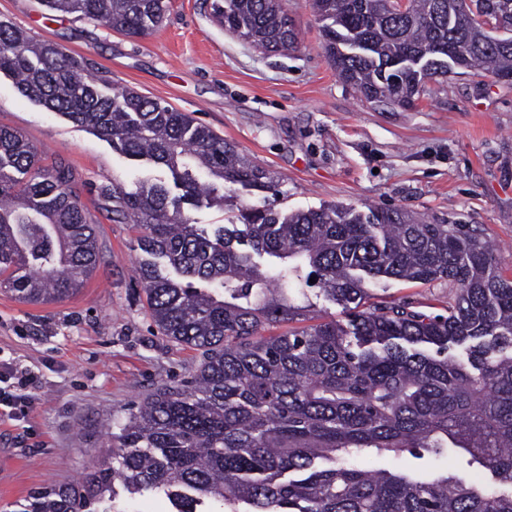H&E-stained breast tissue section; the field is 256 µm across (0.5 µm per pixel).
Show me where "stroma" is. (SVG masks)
Listing matches in <instances>:
<instances>
[{"label":"stroma","instance_id":"obj_1","mask_svg":"<svg viewBox=\"0 0 512 512\" xmlns=\"http://www.w3.org/2000/svg\"><path fill=\"white\" fill-rule=\"evenodd\" d=\"M212 0H170L162 26L129 38L50 13L40 0H0V20L81 60L101 89L130 86L189 113L234 143L278 185L275 209L394 208L477 227L512 278V80L456 69L427 82L412 108L369 103L338 79L311 0H288L299 41L267 54L224 31ZM0 126L23 134L46 164L80 177L100 261L64 301L30 305L0 290V365L31 374L17 413H0V512L47 483L80 482L112 451V433L158 387L190 379L202 355L163 336L136 279L133 225L112 219L101 186L168 180L161 167L113 149L88 128L21 95L0 73ZM383 301L444 315L445 281L374 288ZM306 317L265 327L276 336L347 312L310 290Z\"/></svg>","mask_w":512,"mask_h":512}]
</instances>
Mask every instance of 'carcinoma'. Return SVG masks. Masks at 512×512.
Masks as SVG:
<instances>
[{
	"label": "carcinoma",
	"mask_w": 512,
	"mask_h": 512,
	"mask_svg": "<svg viewBox=\"0 0 512 512\" xmlns=\"http://www.w3.org/2000/svg\"><path fill=\"white\" fill-rule=\"evenodd\" d=\"M54 12L142 37L167 0H42ZM501 0H312L337 77L370 103L411 107L420 61L444 76L480 69L512 79V36L485 26ZM216 21L265 53L298 36L286 0H214ZM0 73L21 94L87 127L173 186L100 187L118 222L141 229L137 267L153 323L205 356L194 380L162 388L112 434V460L75 485H46L14 512H130L165 494L172 512H512V279L479 230L398 209L250 207L208 230L184 205L277 194L272 177L187 113L122 86L103 93L58 45L0 21ZM68 166L46 165L0 126V288L31 305L59 302L99 262L95 226ZM246 245L238 250L234 244ZM350 312L264 336L307 315L310 279ZM457 288L448 315L372 301L382 279ZM461 347L465 356L452 351ZM409 454L447 471L368 472L354 460ZM486 473L450 471L458 456Z\"/></svg>",
	"instance_id": "obj_1"
}]
</instances>
